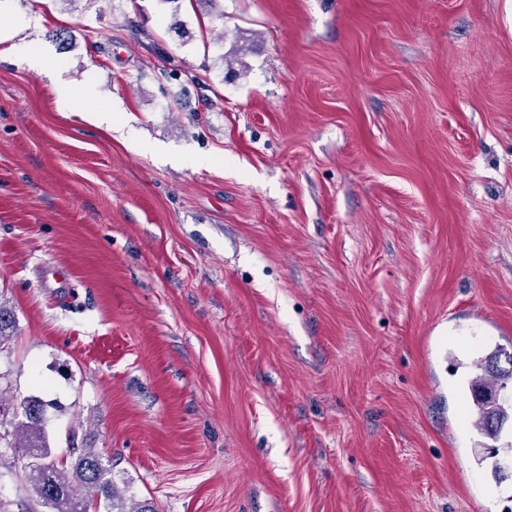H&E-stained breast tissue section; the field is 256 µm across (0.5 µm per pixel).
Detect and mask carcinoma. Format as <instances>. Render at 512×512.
<instances>
[{"label":"carcinoma","instance_id":"obj_1","mask_svg":"<svg viewBox=\"0 0 512 512\" xmlns=\"http://www.w3.org/2000/svg\"><path fill=\"white\" fill-rule=\"evenodd\" d=\"M498 356L492 352L472 363L481 371L490 392L499 396L496 403L476 393L475 426L485 435L498 439L491 422L512 413V368L494 367ZM24 420L15 427L23 438L21 445L28 459L25 477L32 483L37 503L47 512H90L104 507L105 512H128L112 480V467L93 448H70L71 461L58 458L49 447L45 428L44 401L32 398L23 401Z\"/></svg>","mask_w":512,"mask_h":512}]
</instances>
